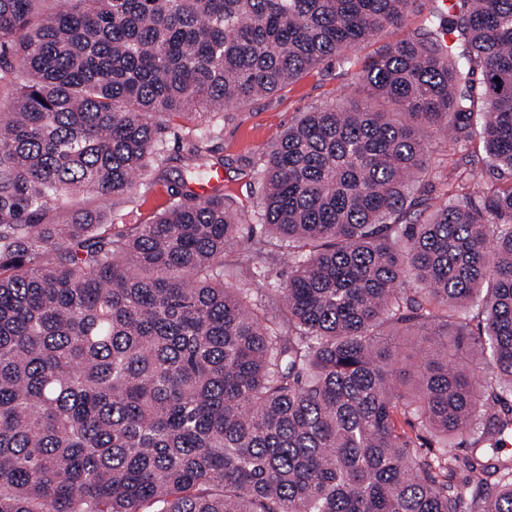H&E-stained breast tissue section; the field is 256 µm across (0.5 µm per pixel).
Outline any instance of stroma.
Returning <instances> with one entry per match:
<instances>
[{"mask_svg": "<svg viewBox=\"0 0 512 512\" xmlns=\"http://www.w3.org/2000/svg\"><path fill=\"white\" fill-rule=\"evenodd\" d=\"M447 13L443 0H426L423 12L409 13L401 26L378 32L373 39L354 49L353 64H324L304 74L287 88L240 105L225 107L223 119L213 115L193 116L162 130L160 138L169 156L182 154V144L189 131L216 125L209 146L224 159V186L245 205H256L260 185L256 170L273 137L294 124L302 112L355 97L359 90L357 64L373 50L401 39L417 37L426 26L429 10ZM168 200L163 186H136L123 199L106 204V220L120 224L123 214L136 210L142 215L162 209Z\"/></svg>", "mask_w": 512, "mask_h": 512, "instance_id": "obj_1", "label": "stroma"}]
</instances>
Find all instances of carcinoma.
<instances>
[{
	"label": "carcinoma",
	"mask_w": 512,
	"mask_h": 512,
	"mask_svg": "<svg viewBox=\"0 0 512 512\" xmlns=\"http://www.w3.org/2000/svg\"><path fill=\"white\" fill-rule=\"evenodd\" d=\"M45 2L0 0V512H512V178L457 167L435 206L428 143L512 173V0L430 12L280 134L260 237L188 189L209 132L169 182L162 126L351 64L417 0ZM138 177L147 218L76 201ZM168 200L166 189L161 185L148 188L144 185H137L127 196L120 200L110 201L102 207L105 220L108 224H121L123 214L133 210H138L142 216H148L150 213L161 210ZM112 202L114 204H112Z\"/></svg>",
	"instance_id": "carcinoma-1"
}]
</instances>
